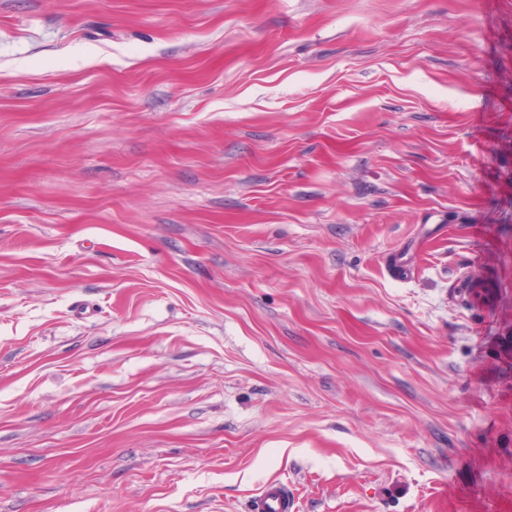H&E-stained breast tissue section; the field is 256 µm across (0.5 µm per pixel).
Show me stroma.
Instances as JSON below:
<instances>
[{
  "label": "stroma",
  "mask_w": 512,
  "mask_h": 512,
  "mask_svg": "<svg viewBox=\"0 0 512 512\" xmlns=\"http://www.w3.org/2000/svg\"><path fill=\"white\" fill-rule=\"evenodd\" d=\"M512 512V0H0V512ZM292 508L288 490L279 485L267 486L254 503L256 512H288Z\"/></svg>",
  "instance_id": "obj_1"
}]
</instances>
